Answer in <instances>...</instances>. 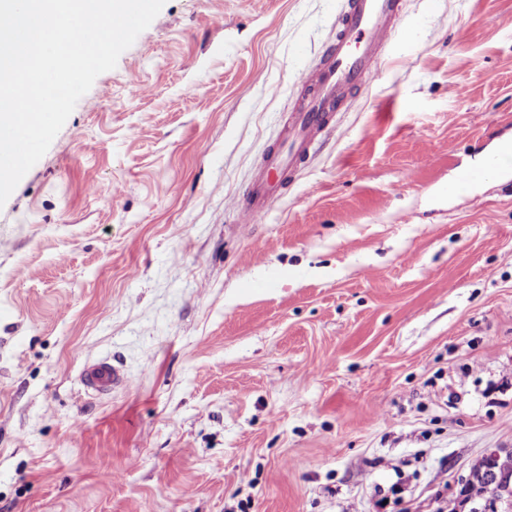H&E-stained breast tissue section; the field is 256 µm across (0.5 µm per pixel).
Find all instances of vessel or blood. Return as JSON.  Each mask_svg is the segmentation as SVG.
Segmentation results:
<instances>
[{"label":"vessel or blood","mask_w":512,"mask_h":512,"mask_svg":"<svg viewBox=\"0 0 512 512\" xmlns=\"http://www.w3.org/2000/svg\"><path fill=\"white\" fill-rule=\"evenodd\" d=\"M404 0H347L330 46L300 75L301 93L283 127L282 140L267 154L243 194V212L266 211L287 181L306 164L317 139L344 111L354 92L370 89L382 77V53L403 13ZM86 389L102 394L125 387L127 376L109 360L87 364Z\"/></svg>","instance_id":"1"}]
</instances>
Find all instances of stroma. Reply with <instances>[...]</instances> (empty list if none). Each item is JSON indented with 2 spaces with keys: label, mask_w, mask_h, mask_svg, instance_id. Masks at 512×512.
<instances>
[{
  "label": "stroma",
  "mask_w": 512,
  "mask_h": 512,
  "mask_svg": "<svg viewBox=\"0 0 512 512\" xmlns=\"http://www.w3.org/2000/svg\"><path fill=\"white\" fill-rule=\"evenodd\" d=\"M341 7L166 0L0 207V512H446L512 449V160L453 188L512 140V0H405L238 205ZM404 0H347L331 45L300 75L301 94L243 194V212L266 211L280 190L306 164L310 149L348 106L349 94L369 90L382 77V53L403 13ZM128 381L127 376L106 359L87 364L81 372L85 389L99 394L125 387Z\"/></svg>",
  "instance_id": "stroma-1"
}]
</instances>
